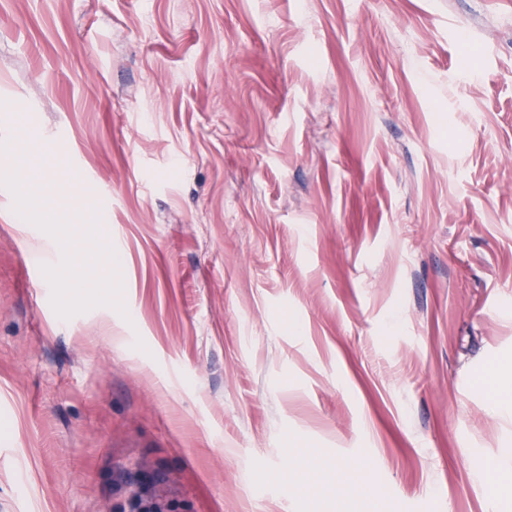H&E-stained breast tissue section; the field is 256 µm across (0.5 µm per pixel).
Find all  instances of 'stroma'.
I'll use <instances>...</instances> for the list:
<instances>
[{"label": "stroma", "instance_id": "stroma-1", "mask_svg": "<svg viewBox=\"0 0 512 512\" xmlns=\"http://www.w3.org/2000/svg\"><path fill=\"white\" fill-rule=\"evenodd\" d=\"M0 512H490L512 0H0ZM30 221H16L19 208ZM120 241L27 284L40 242ZM288 474L287 484L273 473ZM45 165L48 176L40 184L42 190L48 194L64 195L74 211L85 210L83 195L78 187L60 175V169L63 167L62 155L59 153L49 155ZM116 481L124 491L116 512H174L160 494L164 480L158 472L132 464L118 472Z\"/></svg>", "mask_w": 512, "mask_h": 512}]
</instances>
